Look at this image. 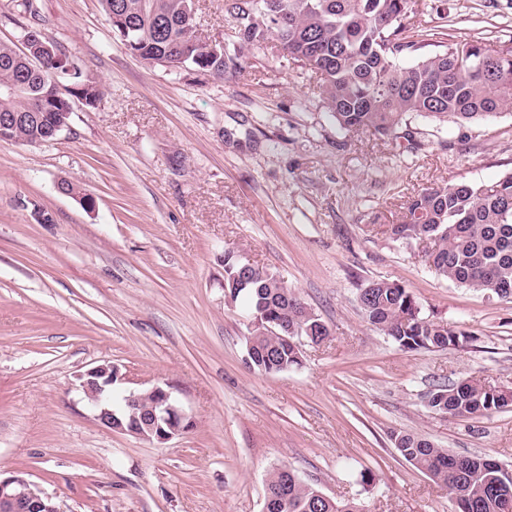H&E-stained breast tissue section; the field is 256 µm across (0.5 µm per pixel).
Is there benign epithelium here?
I'll list each match as a JSON object with an SVG mask.
<instances>
[{
	"label": "benign epithelium",
	"mask_w": 512,
	"mask_h": 512,
	"mask_svg": "<svg viewBox=\"0 0 512 512\" xmlns=\"http://www.w3.org/2000/svg\"><path fill=\"white\" fill-rule=\"evenodd\" d=\"M277 321L267 315L265 308L256 306L249 314V327L273 329ZM82 391L91 398L96 418L103 426L159 442L167 441L190 430L192 420L178 405L171 388L155 385L144 392H129L126 403L141 406L143 399L151 398L143 416L144 429H134L124 424L121 409L112 405V389L120 380L119 368L113 364L96 365L79 375ZM0 512H61L53 497L39 485L16 472L0 477Z\"/></svg>",
	"instance_id": "benign-epithelium-1"
}]
</instances>
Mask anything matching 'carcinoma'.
Returning a JSON list of instances; mask_svg holds the SVG:
<instances>
[{"label": "carcinoma", "instance_id": "obj_1", "mask_svg": "<svg viewBox=\"0 0 512 512\" xmlns=\"http://www.w3.org/2000/svg\"><path fill=\"white\" fill-rule=\"evenodd\" d=\"M113 32L129 52L144 60H163L174 69H191L217 78L241 71L246 52L275 42L279 55L317 74L321 95L336 124L345 130L394 135L404 117L416 114L463 124L512 111V49L470 45L420 55L406 65L400 57L426 47L407 39L413 29L410 0H224V14L235 36L222 50L197 42L189 20L192 0H101ZM29 53L0 42V118L24 115L11 140L35 146L52 140L61 115L71 113L60 99L57 80L70 83V95L96 106L102 86L83 75L78 62L58 52L45 37ZM396 240L427 242L426 264L444 279L498 299L512 298V173L492 183H461L426 189L414 197L399 224L388 229ZM253 283L234 289L224 277V294L255 310L263 299L269 313L301 330L314 323L308 307L269 269H251ZM366 321L405 351L455 349L466 333L424 317L407 288L394 281H372L360 289ZM250 366L277 374L301 362V351L274 333L252 335ZM428 409L450 418H472L499 409L500 397L486 383L469 379L438 384ZM398 453L413 467L458 493L468 512H501L495 490L512 493V481L493 466L468 464L465 456L437 448L411 432L392 436ZM321 490L287 468L266 479L265 512H366L359 499L320 497Z\"/></svg>", "mask_w": 512, "mask_h": 512}]
</instances>
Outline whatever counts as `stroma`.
<instances>
[{
	"mask_svg": "<svg viewBox=\"0 0 512 512\" xmlns=\"http://www.w3.org/2000/svg\"><path fill=\"white\" fill-rule=\"evenodd\" d=\"M415 0L416 23L451 43L512 45V0ZM0 0V42L35 29L100 82L46 144L0 142V474L26 472L61 512H262L287 467L369 512H450L448 491L408 463L393 432L512 469V408L430 413L439 382L512 389V299L436 275L422 244L392 239L427 188L512 172V113L456 125L409 117L411 139L337 126L316 81L266 48L216 79L134 56L100 0ZM77 184L96 206L59 193ZM277 273L325 323L301 364L247 362L243 303L224 300V249ZM402 284L423 316L472 339L402 350L358 294ZM118 366V390L169 384L193 428L165 443L102 426L77 380Z\"/></svg>",
	"mask_w": 512,
	"mask_h": 512,
	"instance_id": "1",
	"label": "stroma"
}]
</instances>
